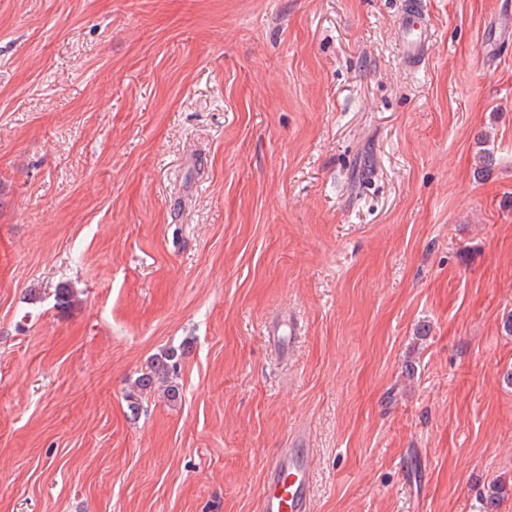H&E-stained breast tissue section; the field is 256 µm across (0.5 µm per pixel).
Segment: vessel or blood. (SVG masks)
Segmentation results:
<instances>
[{
	"instance_id": "b4317fda",
	"label": "vessel or blood",
	"mask_w": 512,
	"mask_h": 512,
	"mask_svg": "<svg viewBox=\"0 0 512 512\" xmlns=\"http://www.w3.org/2000/svg\"><path fill=\"white\" fill-rule=\"evenodd\" d=\"M403 60L413 66L428 51V28L416 4H409L399 20ZM311 456L302 441L279 453L264 471L259 495V512H310Z\"/></svg>"
}]
</instances>
